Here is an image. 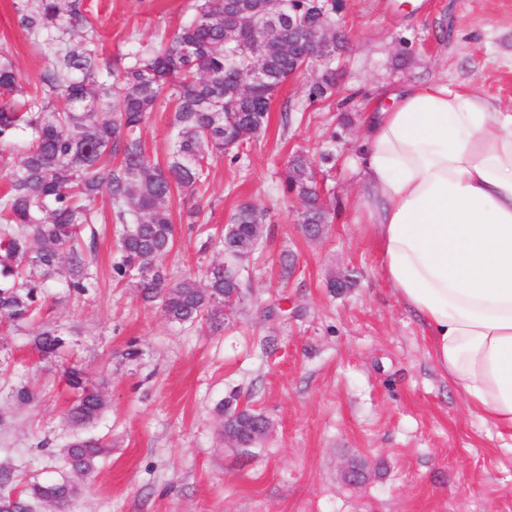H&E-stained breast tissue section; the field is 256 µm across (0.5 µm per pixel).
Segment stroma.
<instances>
[{
    "instance_id": "35a3bbf8",
    "label": "stroma",
    "mask_w": 512,
    "mask_h": 512,
    "mask_svg": "<svg viewBox=\"0 0 512 512\" xmlns=\"http://www.w3.org/2000/svg\"><path fill=\"white\" fill-rule=\"evenodd\" d=\"M101 70L118 71L193 18L189 0H80ZM26 0H0V60L35 88L53 57L24 30ZM332 20L347 50L288 79L265 130L238 159L210 158L198 194H175L178 234L169 277L202 275L205 248L238 207L266 214L245 263L246 298L221 326L170 322L134 284L116 283L113 211L94 208L95 286L74 298L51 283L42 314L0 339V470L9 488L61 478L75 436L110 448L69 512H512V445L471 415L436 369L424 326L393 296L360 231V115L385 91L415 82L465 83L512 106V0H345ZM335 74L330 97L310 101L314 80ZM297 154L311 162L332 212L315 240L280 173ZM350 273L347 288L331 287ZM66 341L57 356L33 349L40 331ZM136 358H128V348ZM108 381V409L83 428L67 424L65 366ZM38 399L21 406L11 390ZM265 415L266 437L242 449L224 441L226 403ZM366 468L359 485L348 464Z\"/></svg>"
}]
</instances>
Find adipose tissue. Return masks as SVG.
<instances>
[{"label":"adipose tissue","mask_w":512,"mask_h":512,"mask_svg":"<svg viewBox=\"0 0 512 512\" xmlns=\"http://www.w3.org/2000/svg\"><path fill=\"white\" fill-rule=\"evenodd\" d=\"M360 125L379 275L467 410L512 440V111L429 81L387 91Z\"/></svg>","instance_id":"1"}]
</instances>
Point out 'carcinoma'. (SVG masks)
Wrapping results in <instances>:
<instances>
[{
    "mask_svg": "<svg viewBox=\"0 0 512 512\" xmlns=\"http://www.w3.org/2000/svg\"><path fill=\"white\" fill-rule=\"evenodd\" d=\"M336 0H192V21L147 55L137 54L117 77L102 74L90 40L54 53L51 66L32 93L21 85L12 64L0 63V145L24 139L16 169L4 174L0 195V326L34 319L44 290L58 276L76 296L94 286L87 253L94 250L98 216L95 199L108 195L116 217L113 264L117 282L136 280L143 300L160 304L168 320L221 323L224 289L239 287L215 262L202 278L168 280L157 260L171 252L177 237L170 203L175 192H198L209 178V156L241 149L267 126L275 93L308 48L288 34V23L270 26L276 13L293 12L303 23L320 22V10ZM21 26L31 33H54L86 24L73 0H29ZM258 66L263 81L247 83ZM322 76L309 89L320 100L333 88ZM117 97L119 109L111 110ZM173 112L175 136L167 162L149 158L140 131L150 113ZM283 192L301 202V224L313 235L328 223L314 172L297 154L288 161ZM232 227L218 235L219 251L241 252L251 245L253 225L265 215L243 204ZM39 355H55L64 339L55 330L33 341ZM74 393L64 417L73 427L92 424L107 406L104 382L84 369L63 370ZM100 439L78 437L63 449L67 469L92 473L104 453ZM78 493L68 476L34 482L18 492H0V512H34L38 503H54L67 512Z\"/></svg>",
    "mask_w": 512,
    "mask_h": 512,
    "instance_id": "carcinoma-1",
    "label": "carcinoma"
}]
</instances>
